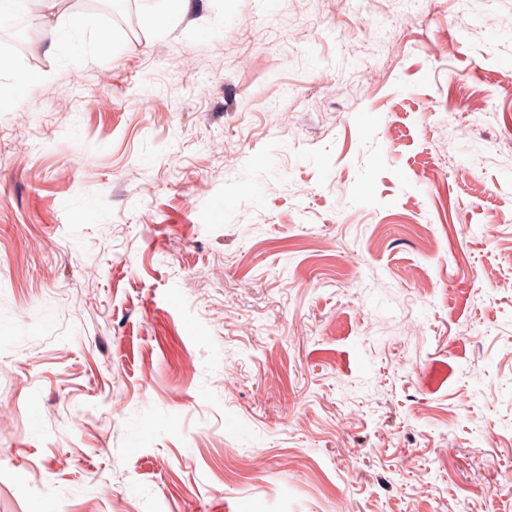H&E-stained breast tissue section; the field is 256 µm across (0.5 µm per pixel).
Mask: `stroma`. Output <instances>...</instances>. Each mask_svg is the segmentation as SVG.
<instances>
[{
  "label": "stroma",
  "instance_id": "35a3bbf8",
  "mask_svg": "<svg viewBox=\"0 0 512 512\" xmlns=\"http://www.w3.org/2000/svg\"><path fill=\"white\" fill-rule=\"evenodd\" d=\"M125 2L0 40V512H512V0Z\"/></svg>",
  "mask_w": 512,
  "mask_h": 512
}]
</instances>
